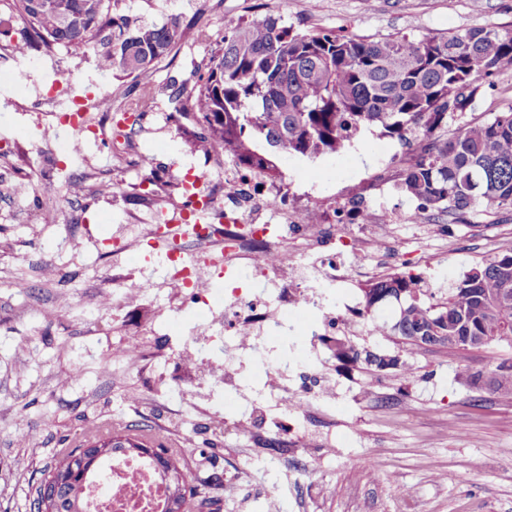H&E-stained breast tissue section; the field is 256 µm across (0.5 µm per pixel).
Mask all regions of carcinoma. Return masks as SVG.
Wrapping results in <instances>:
<instances>
[{
    "instance_id": "cac0c4a2",
    "label": "carcinoma",
    "mask_w": 512,
    "mask_h": 512,
    "mask_svg": "<svg viewBox=\"0 0 512 512\" xmlns=\"http://www.w3.org/2000/svg\"><path fill=\"white\" fill-rule=\"evenodd\" d=\"M8 18L21 23L13 47L27 56L64 47L79 57L104 30L99 67L140 77L188 38L191 28L109 14L105 0H0ZM512 32L471 27L449 36L365 37L333 31L298 32L271 15H255L224 32L194 89L192 144L206 156L231 155L256 175H278L276 155L317 159L349 147L366 128L414 145L417 154L401 172L399 189L415 199L422 219L448 214L459 221L469 210L512 209V111L448 133L478 95L480 80L507 70ZM360 315L400 304L392 322L374 324L418 349H460L512 343V251L471 268L437 304L421 302L419 275L390 274L366 284ZM343 367L362 362L377 372L404 369L402 355L371 353L340 337L323 339ZM489 383L512 394V363L499 364ZM172 507L183 512L196 490L168 465ZM37 495L55 512H83L77 482L47 479Z\"/></svg>"
}]
</instances>
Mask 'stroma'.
Segmentation results:
<instances>
[{
    "instance_id": "obj_1",
    "label": "stroma",
    "mask_w": 512,
    "mask_h": 512,
    "mask_svg": "<svg viewBox=\"0 0 512 512\" xmlns=\"http://www.w3.org/2000/svg\"><path fill=\"white\" fill-rule=\"evenodd\" d=\"M110 0V12L148 22L175 18L197 34L160 59L148 75L131 78L97 67L95 52L71 56L57 47L31 53L21 65L31 84L82 71L109 83L112 126L129 137L114 154L98 143L67 164L16 148L53 124L35 105L0 101V512H29L36 489L63 448L85 435L138 425L173 448L178 465L209 497L214 512H512V395L488 384L492 370L512 362V344L480 349L412 352L407 370L338 369L323 344L311 346L307 372L288 385L317 393L292 433L287 415L267 408L235 433L220 411L247 406L262 389L250 365L239 385H204L202 371L224 367V340L181 353L190 340L192 307L180 290L135 295L138 276L163 281L164 271L140 244L154 215H180L187 198L170 188L186 174L205 184L223 180L231 155L210 159L187 133L192 115H177L169 97L190 91L219 48L227 26L270 14L298 31L333 30L361 36L452 34L470 27L512 30V0ZM149 101H142L143 91ZM512 110V71L490 77L461 122ZM365 131L350 155L348 177L314 187L311 175L329 157H281L272 189L289 210L335 205L362 191L377 167ZM158 175L142 181L139 154ZM112 181L108 199L93 195ZM53 212L54 223L43 221ZM512 250V211L477 212L466 222L439 216L421 224H368L353 250L366 265L348 291L362 303L366 281L387 273L420 275L427 287L448 289L476 264ZM143 345L138 362L117 361L129 338ZM378 470H371V461ZM277 482L280 495L266 488ZM408 494H399V486Z\"/></svg>"
}]
</instances>
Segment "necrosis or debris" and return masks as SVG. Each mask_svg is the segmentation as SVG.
I'll use <instances>...</instances> for the list:
<instances>
[{
  "instance_id": "1",
  "label": "necrosis or debris",
  "mask_w": 512,
  "mask_h": 512,
  "mask_svg": "<svg viewBox=\"0 0 512 512\" xmlns=\"http://www.w3.org/2000/svg\"><path fill=\"white\" fill-rule=\"evenodd\" d=\"M13 48L0 51V88L9 102H27L31 98L52 103L53 114L67 117L82 112L90 92L81 74L68 72L46 83L42 92L33 93L28 77L21 73ZM214 221L207 233L168 239L165 225H149L154 238L164 241L165 251L173 259L169 285L186 288L197 324L216 326L224 331L225 382H232L233 355L254 339L257 333L275 335L279 329L291 333L295 345L314 344L320 337L335 332L340 320L355 313L357 306L347 295H336L338 287L353 281L360 266L351 261L321 257L295 258L287 242L301 241L309 250L330 248L335 243L350 246L356 238V226L364 224V212L347 204L337 206L333 219L315 224L309 215L294 217L286 228L254 223L253 205L277 214L281 196L266 191L259 180H228L223 190H204ZM223 244L224 254L253 263L255 270L276 283L272 298H256L233 289L224 294L206 288L201 280V255L214 244ZM167 488L157 477L154 463L141 454L113 458L96 481L86 490L87 512H162Z\"/></svg>"
}]
</instances>
